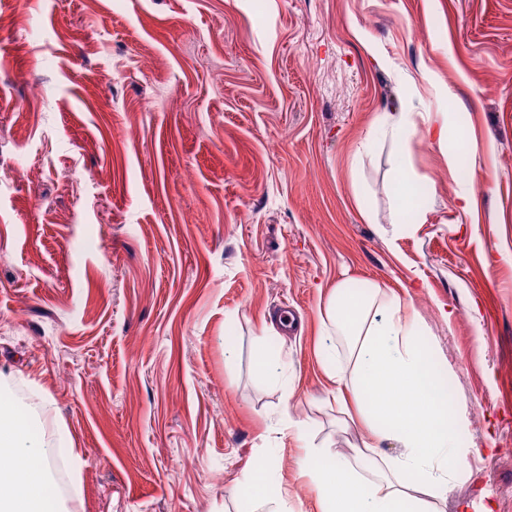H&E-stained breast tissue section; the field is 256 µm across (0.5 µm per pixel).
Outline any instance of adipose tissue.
I'll return each mask as SVG.
<instances>
[{
	"label": "adipose tissue",
	"mask_w": 512,
	"mask_h": 512,
	"mask_svg": "<svg viewBox=\"0 0 512 512\" xmlns=\"http://www.w3.org/2000/svg\"><path fill=\"white\" fill-rule=\"evenodd\" d=\"M346 339L347 352L322 355L343 394L340 415L356 414L353 456L308 448L301 465L318 485L324 512H441L451 480L467 465L455 442L460 408L449 397L421 345L423 329L405 301L375 285L354 295L348 281L333 290L323 320ZM31 423L0 410V512H41L51 460L30 446ZM394 444L396 454L384 447ZM370 464L360 472L359 461Z\"/></svg>",
	"instance_id": "adipose-tissue-1"
}]
</instances>
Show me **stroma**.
<instances>
[{
	"label": "stroma",
	"instance_id": "obj_1",
	"mask_svg": "<svg viewBox=\"0 0 512 512\" xmlns=\"http://www.w3.org/2000/svg\"><path fill=\"white\" fill-rule=\"evenodd\" d=\"M347 278L462 404L446 512H512V0H0V399L81 449L57 512H323L284 420L352 452L321 362Z\"/></svg>",
	"mask_w": 512,
	"mask_h": 512
}]
</instances>
